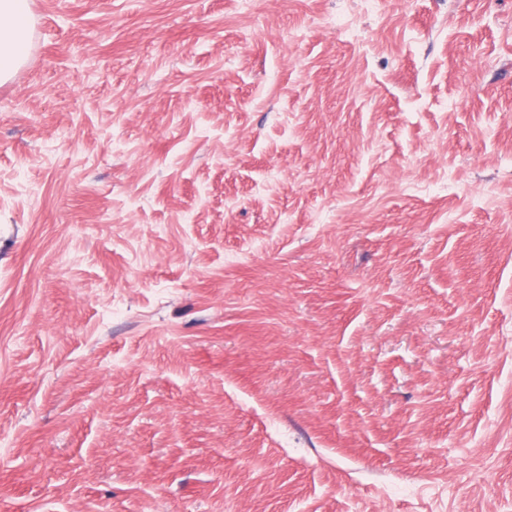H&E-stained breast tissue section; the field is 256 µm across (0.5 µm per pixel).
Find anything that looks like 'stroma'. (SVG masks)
Segmentation results:
<instances>
[{"label": "stroma", "mask_w": 512, "mask_h": 512, "mask_svg": "<svg viewBox=\"0 0 512 512\" xmlns=\"http://www.w3.org/2000/svg\"><path fill=\"white\" fill-rule=\"evenodd\" d=\"M28 7L0 512H512V0Z\"/></svg>", "instance_id": "1"}]
</instances>
